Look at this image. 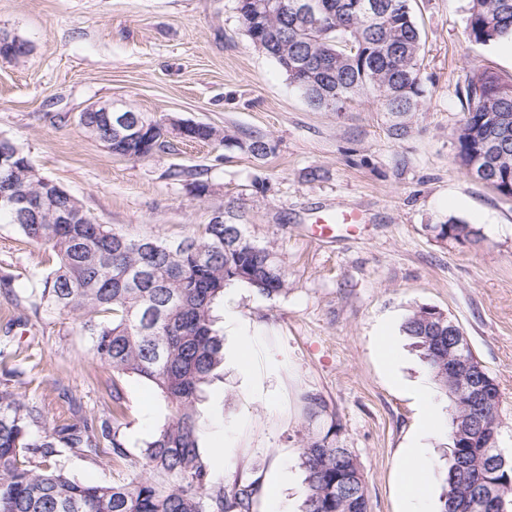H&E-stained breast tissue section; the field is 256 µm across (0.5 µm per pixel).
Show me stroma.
Masks as SVG:
<instances>
[{
    "instance_id": "1",
    "label": "stroma",
    "mask_w": 512,
    "mask_h": 512,
    "mask_svg": "<svg viewBox=\"0 0 512 512\" xmlns=\"http://www.w3.org/2000/svg\"><path fill=\"white\" fill-rule=\"evenodd\" d=\"M468 0H413L422 29L425 103L414 132L391 138L382 112L363 99L344 112L312 110L285 73L250 43L238 0H0V31L27 42L20 60L0 58V134L23 144L33 166L101 224L168 240L191 234L214 211L237 214L248 237L288 270L287 293L266 298L227 288L216 310L224 368L199 405L200 446L215 482H257L252 512H301L300 453L308 433L335 428L358 457L368 512H403L397 459L419 428L417 381L426 367L409 339L389 370L377 345L384 326L409 311L447 313L500 391L499 445L512 451V199L460 170L454 132L472 70L512 79V53L481 47L465 32ZM117 101L137 112L235 132L264 134L262 159L218 143L172 139L135 161L81 129L88 106ZM319 169V178L308 175ZM181 170L173 178V170ZM208 184L196 196L195 182ZM346 208L361 222L336 236L312 234L323 211ZM462 220L474 243L435 238L429 227ZM52 262L11 224L0 223V347L26 372L15 388L60 406V392L106 415L111 372L66 316L29 306L34 273ZM126 416L120 461L65 452L81 480L130 477L170 409L143 381L120 383ZM320 416L308 415V397ZM438 512L449 439H426Z\"/></svg>"
}]
</instances>
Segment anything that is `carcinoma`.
<instances>
[{
    "label": "carcinoma",
    "instance_id": "obj_1",
    "mask_svg": "<svg viewBox=\"0 0 512 512\" xmlns=\"http://www.w3.org/2000/svg\"><path fill=\"white\" fill-rule=\"evenodd\" d=\"M262 0H238L246 32H280L282 21L245 9ZM288 0V63L271 56L314 110L343 112L371 96L388 117L396 140L413 129L426 89L419 77L422 36L411 0H319L325 14L312 18ZM468 40L491 47L512 42V0H468ZM26 42H0V57L17 59ZM462 95L467 104L456 129L457 162L468 175L512 198V80L474 70ZM84 133L115 155H139L136 143L117 141L97 112H82ZM193 142H218L255 158L272 152L261 134L231 133L197 124ZM11 165L0 170V223L16 226L51 257L52 270L34 276L31 307L47 304L66 314L90 336L93 358L112 370V421L69 408L49 417L42 402L16 392L11 381L21 366L0 379V512H250L256 483L230 486L212 480L199 442L203 387L224 368V336L214 309L226 288L242 285L262 296L288 292V270L276 253L255 244L232 220L204 224L180 240L121 228L86 218L81 202L32 165L24 146L0 138ZM435 237L476 241L468 224H431ZM402 332L419 351L432 379L446 395L464 380L448 374V316L431 306L410 311ZM135 376L171 405L167 421L149 441L135 471L123 483L88 482L71 476L63 450L94 458H127L117 428L123 415L119 386ZM472 410L451 404L449 461L439 512H512V457L461 448L457 429ZM304 471L302 512H367L362 466L348 448L336 445V426L306 437L300 455Z\"/></svg>",
    "mask_w": 512,
    "mask_h": 512
}]
</instances>
